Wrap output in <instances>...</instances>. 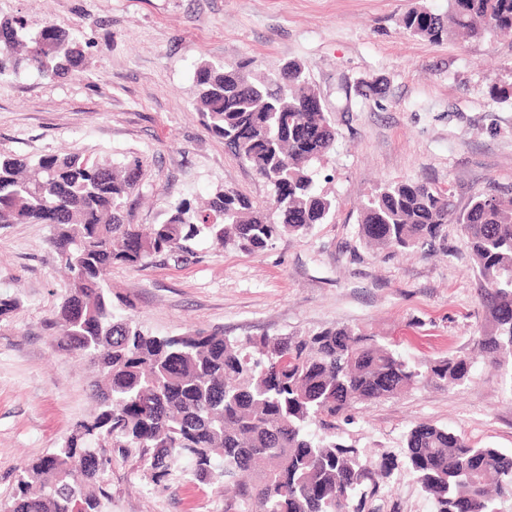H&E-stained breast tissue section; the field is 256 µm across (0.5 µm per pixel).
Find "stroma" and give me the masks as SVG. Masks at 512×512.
I'll return each mask as SVG.
<instances>
[{
	"label": "stroma",
	"mask_w": 512,
	"mask_h": 512,
	"mask_svg": "<svg viewBox=\"0 0 512 512\" xmlns=\"http://www.w3.org/2000/svg\"><path fill=\"white\" fill-rule=\"evenodd\" d=\"M412 9L443 13L448 0H0L2 18L77 31L87 56L59 80L24 73L0 82V153L35 159L78 147L116 166L141 156L125 208L133 224L162 223L170 204L196 208L224 188L262 207L269 187L203 126L194 71L247 60L261 73L301 61L337 132L315 164L333 218L255 255L201 236L182 260L113 267V301L131 302L157 335L244 340L347 324L418 360L473 352L488 319L459 225L433 251L386 255L361 238L359 206L405 177L450 188L460 209L491 186L512 197V98L492 95L512 82V33L431 42L404 33ZM376 79L378 94L368 89ZM49 234L45 224L0 226V296L19 303L0 317V504L25 463L94 412L91 365L55 340L68 281ZM418 423L512 452V372L477 358L461 384L424 383L358 406L336 440L377 463L398 459ZM105 485L102 512H224L223 487L184 474L156 487L133 459H113ZM372 506L433 512L401 464L381 477Z\"/></svg>",
	"instance_id": "obj_1"
}]
</instances>
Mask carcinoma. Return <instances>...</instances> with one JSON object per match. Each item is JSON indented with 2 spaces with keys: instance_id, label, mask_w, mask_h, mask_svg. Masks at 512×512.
<instances>
[{
  "instance_id": "obj_1",
  "label": "carcinoma",
  "mask_w": 512,
  "mask_h": 512,
  "mask_svg": "<svg viewBox=\"0 0 512 512\" xmlns=\"http://www.w3.org/2000/svg\"><path fill=\"white\" fill-rule=\"evenodd\" d=\"M411 36L440 41L454 32L481 40L512 29V0H448V11L412 10ZM79 36L24 16L0 20V81L32 72L56 80L84 64ZM250 63H204L194 73L195 109L209 133L271 187L266 208L217 191L203 211L185 202L145 230L124 215L143 158L114 167L76 149L37 159L0 155V225L46 224L70 285L55 320L58 344L96 368L95 413L65 443L24 465L0 512H102L112 458H136L155 486L182 466L231 490L224 512H365L379 493L373 462L336 441V420L357 405L419 383L466 378L471 357L411 360L349 325L307 336L244 341L202 330L155 335L112 301L108 275L159 255L179 256L206 233L212 245L258 254L284 235L303 236L334 214L312 176L336 131L304 64L254 75ZM460 225L483 283L489 326L477 350L512 362V202L494 190L456 210L451 194L420 178L386 184L362 205L359 233L392 253L418 250ZM403 463L434 512H499L512 496V455L446 428L408 429Z\"/></svg>"
}]
</instances>
